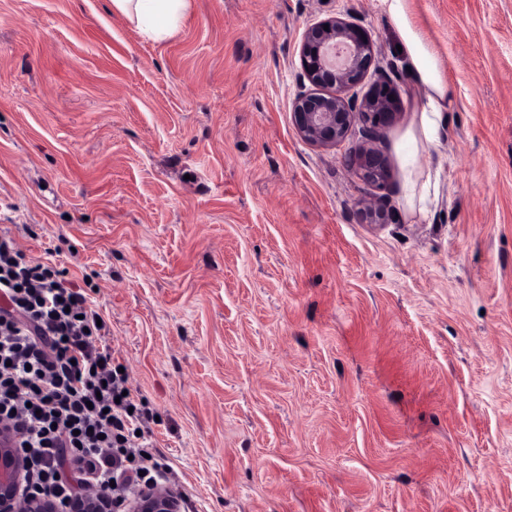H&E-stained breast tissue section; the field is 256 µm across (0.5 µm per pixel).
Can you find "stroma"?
Segmentation results:
<instances>
[{"label":"stroma","instance_id":"stroma-1","mask_svg":"<svg viewBox=\"0 0 512 512\" xmlns=\"http://www.w3.org/2000/svg\"><path fill=\"white\" fill-rule=\"evenodd\" d=\"M452 96L428 214L421 101L375 0H0V233L89 294L181 512H512V0H409ZM365 28L399 87L392 214L302 140L304 30ZM190 0H110L112 14L125 18L144 36H171L185 17Z\"/></svg>","mask_w":512,"mask_h":512}]
</instances>
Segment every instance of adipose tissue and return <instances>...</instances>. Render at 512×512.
<instances>
[{
	"label": "adipose tissue",
	"mask_w": 512,
	"mask_h": 512,
	"mask_svg": "<svg viewBox=\"0 0 512 512\" xmlns=\"http://www.w3.org/2000/svg\"><path fill=\"white\" fill-rule=\"evenodd\" d=\"M114 15L125 18L144 36L161 40L171 36L185 17L189 0H110ZM378 9L392 22L407 66L422 93V103L407 132L404 189L411 206L429 212L436 204L440 173L420 170V147L439 140L451 97L446 73L423 34L412 22L408 0H377Z\"/></svg>",
	"instance_id": "obj_1"
}]
</instances>
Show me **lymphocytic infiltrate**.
<instances>
[{"label":"lymphocytic infiltrate","mask_w":512,"mask_h":512,"mask_svg":"<svg viewBox=\"0 0 512 512\" xmlns=\"http://www.w3.org/2000/svg\"><path fill=\"white\" fill-rule=\"evenodd\" d=\"M101 317L84 288L0 235V427L17 437L24 490L62 506L80 490L134 487L146 468L147 415Z\"/></svg>","instance_id":"f902f5d3"}]
</instances>
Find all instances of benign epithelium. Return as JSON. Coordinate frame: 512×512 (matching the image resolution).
<instances>
[{
  "mask_svg": "<svg viewBox=\"0 0 512 512\" xmlns=\"http://www.w3.org/2000/svg\"><path fill=\"white\" fill-rule=\"evenodd\" d=\"M303 78L311 86L293 100L294 124L299 136L320 147L344 142L358 119H363L365 138L372 139L379 127L393 125L401 114L396 85L388 78L375 82L365 98L346 91L361 83L375 62V50L365 31L339 17L310 25L299 50ZM349 162L360 177L383 190L391 165L382 148L365 144L349 154ZM363 220L377 223L388 213V199L381 194L360 209ZM13 434L0 431V512H58L49 497L21 496L23 461ZM180 512L178 492L165 485L147 488L139 496L116 503L107 496L82 494L69 505V512Z\"/></svg>",
  "mask_w": 512,
  "mask_h": 512,
  "instance_id": "1",
  "label": "benign epithelium"
}]
</instances>
